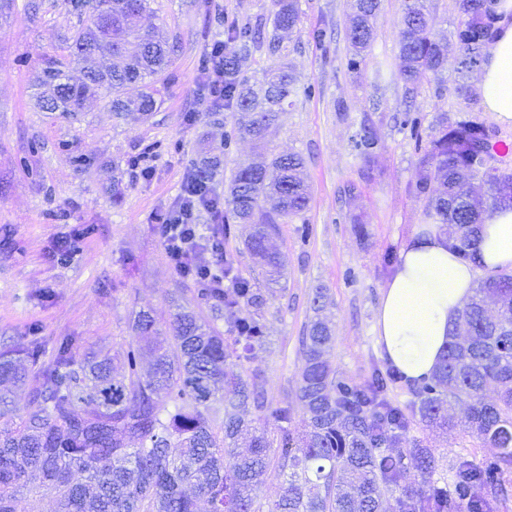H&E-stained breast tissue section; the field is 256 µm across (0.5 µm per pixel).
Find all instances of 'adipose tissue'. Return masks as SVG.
<instances>
[{
  "label": "adipose tissue",
  "mask_w": 512,
  "mask_h": 512,
  "mask_svg": "<svg viewBox=\"0 0 512 512\" xmlns=\"http://www.w3.org/2000/svg\"><path fill=\"white\" fill-rule=\"evenodd\" d=\"M497 36L479 80L481 104L512 125V0H501ZM480 264L460 260L435 228L415 231L382 290L375 333L408 380L430 377L448 348V328L473 294L479 266L512 269V208L494 211L479 232Z\"/></svg>",
  "instance_id": "1"
}]
</instances>
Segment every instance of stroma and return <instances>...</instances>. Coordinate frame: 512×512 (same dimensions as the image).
Masks as SVG:
<instances>
[{"instance_id":"35a3bbf8","label":"stroma","mask_w":512,"mask_h":512,"mask_svg":"<svg viewBox=\"0 0 512 512\" xmlns=\"http://www.w3.org/2000/svg\"><path fill=\"white\" fill-rule=\"evenodd\" d=\"M297 4L301 22L285 40L296 94L267 136L268 151L302 156L310 185L307 210L272 241L286 259L285 279L267 287L245 246V225H233L224 241L239 273L266 298V343L244 368L258 375L268 407H291L296 430L299 338L314 294L324 290L329 302L334 342L327 358L337 377L360 384L386 369L375 316L402 245L426 222L416 167L443 128L465 119L467 99L481 97L480 68H464L452 54L440 74L422 77L406 104L396 37L401 0H383L372 50L354 68L345 38L353 0ZM150 8L143 27L163 28L174 53L159 77L156 111L119 119L99 98L73 116L38 104L44 61L67 56L86 17L70 13L64 0L0 7V347L35 332L50 343L75 336L79 348L115 354L135 341L130 320L142 309L167 327L170 295L188 282L171 267L153 214L180 194L194 161L222 159L211 184L221 196L236 168L254 157L232 111L214 109L202 63L229 26L271 28L273 0H151ZM366 119L379 139L368 178L358 147ZM149 145L155 157L145 179L128 161ZM350 183L357 190L344 195ZM356 218L364 232H356ZM75 230L84 233L78 250L57 263L56 237ZM410 433L446 461L490 452L474 431L416 424Z\"/></svg>"}]
</instances>
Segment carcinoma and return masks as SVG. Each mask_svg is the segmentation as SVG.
Listing matches in <instances>:
<instances>
[{"mask_svg": "<svg viewBox=\"0 0 512 512\" xmlns=\"http://www.w3.org/2000/svg\"><path fill=\"white\" fill-rule=\"evenodd\" d=\"M71 11L91 13L77 30L69 60L50 59L37 77L42 110L72 115L89 96L110 98L119 117L156 108V83L168 65V36L143 30L138 18L149 0H67ZM272 30L259 47L277 61L258 84L241 75L238 51L248 47V29H230L224 40L221 79L224 105L235 112L238 131L261 142L278 112L295 94V79L283 62L281 33L296 29L295 0H277ZM456 39L434 37L422 0H403L398 22L401 79L406 93L419 77L438 74L448 52L462 65L477 67L494 33L497 6L487 0H458ZM381 0H355L347 28L349 65L365 60L374 41ZM74 64L82 79L70 82ZM141 87L134 99L124 96ZM378 138L360 139L363 160L375 158ZM221 161L208 158L195 168L209 187ZM416 194L425 199L429 223L448 236L463 260L475 261L481 224L500 207L512 206V143L490 134L482 123L462 120L431 142L419 161ZM304 161L282 154L237 168L224 198V219L253 225L247 241L252 258L272 283L284 263L269 240L279 225L308 207ZM224 276L237 288H197L210 303V319L173 301L170 334L160 335L153 316L137 312L131 322L139 341L123 352L76 357L78 338L50 344L25 337L20 346L0 350V512H39L49 498L56 512H256L257 490L273 467L288 472V495L267 512H384L380 487L395 512H493L509 494L512 466V271L491 270L478 281L470 301L449 331L448 349L434 373L413 384L406 413L388 398L398 372L375 370L365 383L336 377L325 358L332 343L320 317L325 293L312 300L316 312L301 338L303 367L296 398L303 411L302 438L285 428L276 439L261 426L267 409L256 378L226 377L224 366L265 342L263 326L244 307L259 310L263 295L234 273L224 257ZM227 320V332L214 326ZM494 382L497 398L485 400ZM28 388L19 411L12 396ZM469 404L468 428L498 449L490 457H460L448 464L443 485L440 456L409 437L410 417L426 427L452 428L448 403ZM389 448H398L393 455ZM479 486L483 494L475 496ZM30 507L18 508V495Z\"/></svg>", "mask_w": 512, "mask_h": 512, "instance_id": "cac0c4a2", "label": "carcinoma"}]
</instances>
